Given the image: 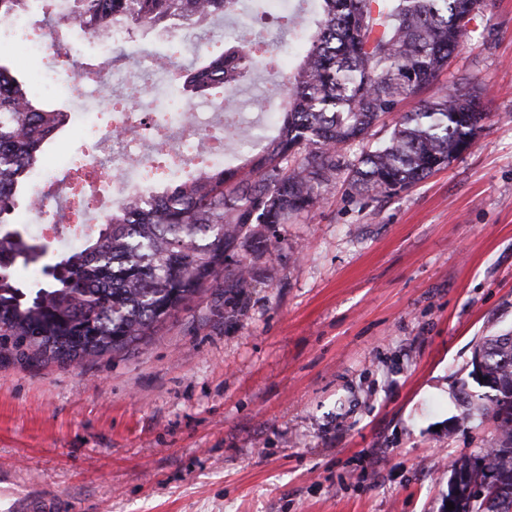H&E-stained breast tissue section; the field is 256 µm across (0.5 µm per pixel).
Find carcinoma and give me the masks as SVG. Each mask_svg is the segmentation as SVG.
<instances>
[{
	"label": "carcinoma",
	"instance_id": "carcinoma-1",
	"mask_svg": "<svg viewBox=\"0 0 512 512\" xmlns=\"http://www.w3.org/2000/svg\"><path fill=\"white\" fill-rule=\"evenodd\" d=\"M323 14L300 44L296 74L287 79L276 137L239 167H202L191 177L167 176L113 210L53 262L31 270L50 243L19 224L18 198L43 165L44 146L68 122L34 94L31 75L0 50V361L29 367L92 363L123 350L164 324L193 297L212 288L244 293L247 268L226 266L246 243L275 248L247 225L284 224L310 212L340 170L338 152L362 142L379 119L431 84L448 66L468 24L487 0H322ZM241 0H57V22L77 21L91 37L113 26L190 31L237 11ZM280 70L279 53L261 40L234 42L202 65L174 68L183 95L223 94L240 67ZM482 93L450 88L404 113L390 137L351 164L364 194L388 195L448 165L475 141L484 120ZM481 365L470 376L483 392H463L466 417L496 424L483 469L453 461L447 498L453 512H512V330L481 337ZM500 477L486 501L471 502L486 473Z\"/></svg>",
	"mask_w": 512,
	"mask_h": 512
}]
</instances>
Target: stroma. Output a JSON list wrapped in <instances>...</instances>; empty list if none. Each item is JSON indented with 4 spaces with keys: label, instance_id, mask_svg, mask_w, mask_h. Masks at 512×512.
Masks as SVG:
<instances>
[{
    "label": "stroma",
    "instance_id": "1",
    "mask_svg": "<svg viewBox=\"0 0 512 512\" xmlns=\"http://www.w3.org/2000/svg\"><path fill=\"white\" fill-rule=\"evenodd\" d=\"M228 34L289 38L244 7L178 64ZM60 41L48 102L96 111L69 91L99 70L96 42ZM168 45L163 28L132 31L116 65ZM279 82H242L243 123L266 124ZM455 85L487 112L468 152L397 193L340 178L312 213L250 225L275 248L231 253L252 274L244 295L197 296L90 364L0 363V496L57 493L70 512H440L450 461L496 436L460 418L472 346L512 328V0H492L416 100Z\"/></svg>",
    "mask_w": 512,
    "mask_h": 512
}]
</instances>
